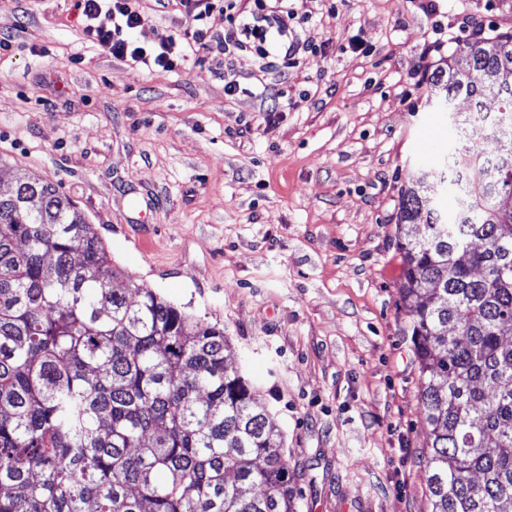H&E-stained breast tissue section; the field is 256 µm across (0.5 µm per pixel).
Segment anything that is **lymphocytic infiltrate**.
<instances>
[{
  "mask_svg": "<svg viewBox=\"0 0 512 512\" xmlns=\"http://www.w3.org/2000/svg\"><path fill=\"white\" fill-rule=\"evenodd\" d=\"M137 0H77L84 33L114 58L149 71H172L188 54L205 52L231 56L235 51L252 49L266 59L268 68L279 79H287L300 51L307 45L298 37L293 12L269 9L268 0H252L250 11H243L239 0H178L180 11L193 28L190 39L174 38L152 48L137 40L135 33L145 25ZM224 14L223 37L210 34L206 23L213 10Z\"/></svg>",
  "mask_w": 512,
  "mask_h": 512,
  "instance_id": "f902f5d3",
  "label": "lymphocytic infiltrate"
}]
</instances>
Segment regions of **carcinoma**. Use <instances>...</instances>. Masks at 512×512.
I'll list each match as a JSON object with an SVG mask.
<instances>
[{
  "label": "carcinoma",
  "mask_w": 512,
  "mask_h": 512,
  "mask_svg": "<svg viewBox=\"0 0 512 512\" xmlns=\"http://www.w3.org/2000/svg\"><path fill=\"white\" fill-rule=\"evenodd\" d=\"M430 85L475 110L400 202L424 473L432 512H512V33L458 43ZM448 189L452 212L424 206ZM227 348L117 273L56 187L18 177L0 194V512H296L280 434Z\"/></svg>",
  "instance_id": "1"
}]
</instances>
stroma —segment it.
Segmentation results:
<instances>
[{
    "label": "stroma",
    "instance_id": "1",
    "mask_svg": "<svg viewBox=\"0 0 512 512\" xmlns=\"http://www.w3.org/2000/svg\"><path fill=\"white\" fill-rule=\"evenodd\" d=\"M310 44L272 111L255 53L172 72L113 58L75 0H0V193L56 186L114 267L223 327L282 435L297 512H431L419 365L396 246L409 172L449 120L428 99L464 19L512 31V0H288ZM141 36L184 33L140 0ZM247 92L224 94V70Z\"/></svg>",
    "mask_w": 512,
    "mask_h": 512
}]
</instances>
